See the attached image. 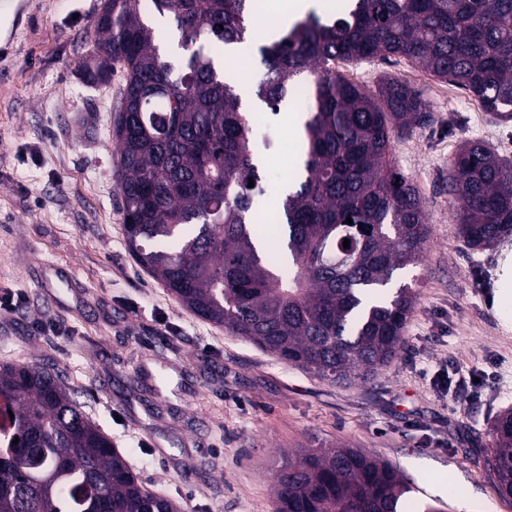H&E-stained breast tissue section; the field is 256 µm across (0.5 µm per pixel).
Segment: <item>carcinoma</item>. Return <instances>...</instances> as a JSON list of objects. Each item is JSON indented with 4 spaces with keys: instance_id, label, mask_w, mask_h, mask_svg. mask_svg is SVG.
Instances as JSON below:
<instances>
[{
    "instance_id": "obj_1",
    "label": "carcinoma",
    "mask_w": 512,
    "mask_h": 512,
    "mask_svg": "<svg viewBox=\"0 0 512 512\" xmlns=\"http://www.w3.org/2000/svg\"><path fill=\"white\" fill-rule=\"evenodd\" d=\"M251 2L104 0L83 75L105 84L114 65L126 73L112 138L128 247L144 273L228 334L331 383L367 380L400 351L416 293L394 283L422 265L429 238L392 142L431 113L407 83L387 77L371 92L336 65L402 57L483 111L511 113L512 0H346L342 15L311 11L260 46L254 98L274 115L292 87L307 101L304 151L276 208L277 259L254 231L253 118L216 66L224 47L254 38ZM160 20L179 54L157 44ZM448 196L470 248L512 236V165L485 142L458 148ZM2 418L0 512H178L144 491L58 374L1 363ZM490 436L494 485L511 499L512 408ZM274 489L275 512L409 508L404 477L357 448L311 449L276 473Z\"/></svg>"
}]
</instances>
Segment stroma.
Segmentation results:
<instances>
[{"label":"stroma","instance_id":"stroma-1","mask_svg":"<svg viewBox=\"0 0 512 512\" xmlns=\"http://www.w3.org/2000/svg\"><path fill=\"white\" fill-rule=\"evenodd\" d=\"M102 6L14 0L0 12V294L23 298L0 315V362L59 372L143 485L180 512H273L282 462L337 446L393 465L414 512H512L487 466L490 423L512 407V309L496 304L512 237L469 248L448 197L461 143L512 157V122L403 58L340 64L370 87L406 81L434 121L392 148L431 226L404 348L373 380L333 385L196 317L132 260L112 142L125 74L90 87L80 72ZM254 133L278 139L258 163L260 188L278 197L297 167L287 128L268 114ZM38 321L61 331L37 335ZM441 366L479 378V393L441 394L430 382Z\"/></svg>","mask_w":512,"mask_h":512}]
</instances>
